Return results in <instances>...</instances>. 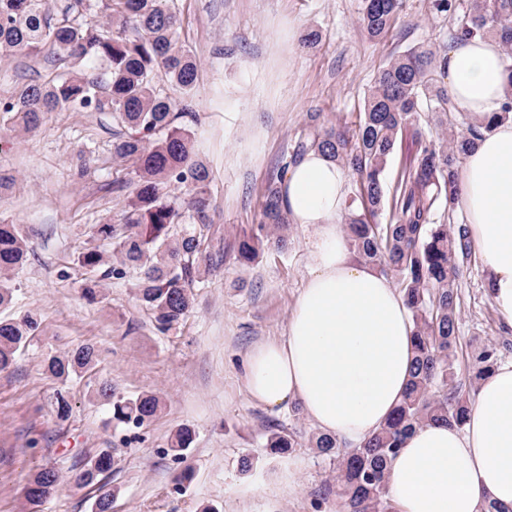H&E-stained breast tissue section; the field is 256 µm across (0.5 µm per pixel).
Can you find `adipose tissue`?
<instances>
[{
  "label": "adipose tissue",
  "instance_id": "adipose-tissue-1",
  "mask_svg": "<svg viewBox=\"0 0 512 512\" xmlns=\"http://www.w3.org/2000/svg\"><path fill=\"white\" fill-rule=\"evenodd\" d=\"M448 90L475 121L501 112L512 77L493 38H462L448 51ZM351 174L318 151L280 185L291 223L314 227L308 277L285 335L245 355L248 397L268 408L300 402L314 425L359 445L401 400L413 364V322L391 280L356 261L343 230ZM458 208L481 258L489 295L512 327V118L493 125L466 154ZM397 512H512V362L480 381L462 427L426 423L387 468Z\"/></svg>",
  "mask_w": 512,
  "mask_h": 512
}]
</instances>
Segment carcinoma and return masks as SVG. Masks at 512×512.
<instances>
[{"instance_id":"cac0c4a2","label":"carcinoma","mask_w":512,"mask_h":512,"mask_svg":"<svg viewBox=\"0 0 512 512\" xmlns=\"http://www.w3.org/2000/svg\"><path fill=\"white\" fill-rule=\"evenodd\" d=\"M97 20L84 13L85 0H0V59L14 52L45 55L61 69L51 80L27 85L0 98V118L30 131L49 112H110L118 129L112 134V157L135 175L113 179V190L127 191L121 223L95 224L93 236L104 247L86 246L76 258L84 297L101 298L109 280L133 279L136 296L166 334L184 321L194 306V289L205 274L224 264V250L214 245L216 230L207 194L211 171L194 151L181 119L196 114L160 89L157 72L169 85L189 94L199 64L181 40V18L169 0H99ZM431 10L448 19L451 35L495 37L512 58V0H431ZM404 0H364L360 23L372 37L403 23ZM447 58L433 47H410L384 63L369 88L354 125L320 122L308 113L291 161H285L266 186L259 224L242 232L237 259L251 263L265 251L288 250V218L278 184L290 164L317 149L359 176L347 201V238L357 258L397 280L412 314L414 363L411 381L389 418L359 446L341 447L323 433L309 434L307 444L336 462L335 494L343 512H396L388 495L386 465L403 448L408 435L425 422L460 427L471 405L470 388L456 377L458 338L455 274L459 258L470 254L467 233L448 227L459 194L458 163L483 132L512 117V96L502 111L475 124L469 135L448 131V114L458 111L442 81ZM420 149L397 177L390 165L398 142L408 133ZM186 189L172 196L168 187ZM28 260L26 237L15 224L0 222V307L14 299V277ZM41 322L29 312L20 319H0V370L13 366L19 352L37 335ZM95 345L86 343L44 359L46 373L64 385L92 368ZM497 365V350L475 352L473 378ZM90 397L110 418L140 426L154 417L160 400L154 394L134 399L116 396L103 381ZM55 418L65 422L72 407L63 389L50 397ZM193 442L187 427L173 435L170 450L179 456ZM302 446L282 425L269 430L266 447L285 454ZM114 457L100 448L84 465L70 468L68 481L91 486V512H112L116 491L105 481ZM62 475L54 466L29 475L26 506L52 498Z\"/></svg>"}]
</instances>
